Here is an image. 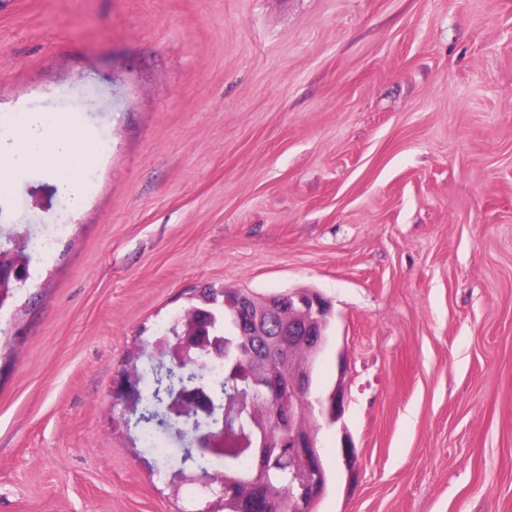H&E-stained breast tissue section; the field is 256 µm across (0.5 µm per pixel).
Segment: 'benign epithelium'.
I'll return each mask as SVG.
<instances>
[{"label":"benign epithelium","mask_w":512,"mask_h":512,"mask_svg":"<svg viewBox=\"0 0 512 512\" xmlns=\"http://www.w3.org/2000/svg\"><path fill=\"white\" fill-rule=\"evenodd\" d=\"M15 280L17 267L0 264V308L10 298V288ZM285 308L288 309V326L283 328L281 335L300 336L308 341L312 358L298 366L293 377L283 381L272 373V359L280 352L284 342L268 334L266 320L277 316ZM330 316L329 301L319 293L290 291L286 299L280 293L274 294L263 310L256 308L247 296H239L235 324L243 334L254 337L263 345L256 365L264 371V385L274 404L276 423L288 427V436L282 438V443L290 448H307L314 456L308 470L296 478L298 490L281 499L278 512H314L313 506L326 485L314 436L299 431L295 420L313 410L318 411L329 426L343 418L344 391L340 381L333 390L312 396L306 404H300V396H311L312 372L328 342ZM201 340V336L183 337L179 344L172 347L173 357L181 361L187 351L199 345ZM244 407L245 396L242 394L221 403L213 400L206 386L195 383L175 391L162 410L171 415L168 430L175 431L180 438L189 435L193 447L207 454L221 455L224 453V441L238 438V434L229 427V415L243 412ZM339 455L347 469L354 468L357 454L346 434L341 437Z\"/></svg>","instance_id":"7a95c632"}]
</instances>
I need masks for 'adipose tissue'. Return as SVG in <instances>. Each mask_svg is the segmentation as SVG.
Returning <instances> with one entry per match:
<instances>
[{
  "label": "adipose tissue",
  "mask_w": 512,
  "mask_h": 512,
  "mask_svg": "<svg viewBox=\"0 0 512 512\" xmlns=\"http://www.w3.org/2000/svg\"><path fill=\"white\" fill-rule=\"evenodd\" d=\"M98 149L93 135L62 113H21L10 132L0 136V187L11 186L27 171L48 170L69 194L73 207H81L77 162Z\"/></svg>",
  "instance_id": "obj_1"
}]
</instances>
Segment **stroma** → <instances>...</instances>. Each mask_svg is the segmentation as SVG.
Here are the masks:
<instances>
[{
    "mask_svg": "<svg viewBox=\"0 0 512 512\" xmlns=\"http://www.w3.org/2000/svg\"><path fill=\"white\" fill-rule=\"evenodd\" d=\"M32 111L110 148L0 190V512H209L116 396L208 289L332 303L314 512H512V0H0Z\"/></svg>",
    "mask_w": 512,
    "mask_h": 512,
    "instance_id": "obj_1",
    "label": "stroma"
}]
</instances>
